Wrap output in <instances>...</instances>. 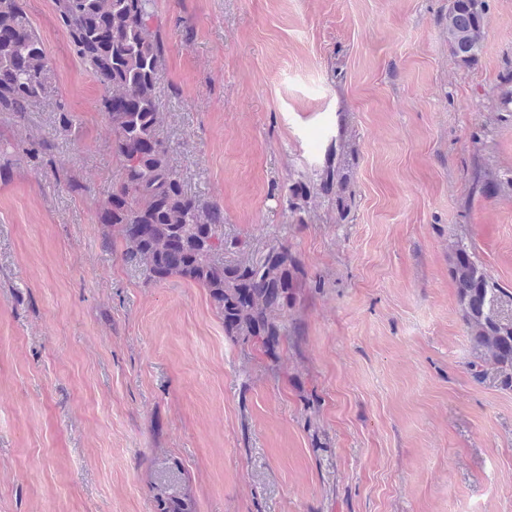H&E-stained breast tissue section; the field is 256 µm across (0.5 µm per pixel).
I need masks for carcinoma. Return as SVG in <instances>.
Masks as SVG:
<instances>
[{"label": "carcinoma", "instance_id": "cac0c4a2", "mask_svg": "<svg viewBox=\"0 0 512 512\" xmlns=\"http://www.w3.org/2000/svg\"><path fill=\"white\" fill-rule=\"evenodd\" d=\"M68 41L101 87L100 106L112 127L119 174L99 212L102 246L137 268L147 284L172 276L196 284L224 321V331L261 344L274 364L281 339L298 331L287 313L303 287L300 260L288 246L270 244L258 256L223 259L224 210L188 193L160 139L157 95L163 40L154 23L155 0H53ZM486 0H449L448 46L461 67L474 65L485 38ZM54 77L23 0H0V114L20 117L39 103ZM56 133L76 131L74 115L59 103ZM17 148L38 160L46 139ZM477 383L494 375L512 389V293L502 288L460 243L451 267Z\"/></svg>", "mask_w": 512, "mask_h": 512}]
</instances>
